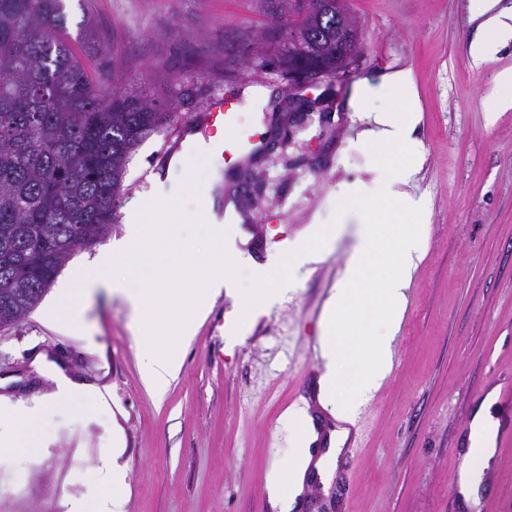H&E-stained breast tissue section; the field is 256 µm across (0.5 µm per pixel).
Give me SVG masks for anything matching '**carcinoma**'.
Segmentation results:
<instances>
[{"label": "carcinoma", "instance_id": "carcinoma-1", "mask_svg": "<svg viewBox=\"0 0 512 512\" xmlns=\"http://www.w3.org/2000/svg\"><path fill=\"white\" fill-rule=\"evenodd\" d=\"M66 2L0 0L1 329L36 308L77 248L109 232L130 156L176 117L171 100L103 90L106 53L87 22L72 37ZM293 24L303 50L336 67V28L301 12Z\"/></svg>", "mask_w": 512, "mask_h": 512}]
</instances>
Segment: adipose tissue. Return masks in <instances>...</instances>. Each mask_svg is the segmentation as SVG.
<instances>
[{"label":"adipose tissue","mask_w":512,"mask_h":512,"mask_svg":"<svg viewBox=\"0 0 512 512\" xmlns=\"http://www.w3.org/2000/svg\"><path fill=\"white\" fill-rule=\"evenodd\" d=\"M477 3L472 14L476 35L468 53L479 65L512 43V6H502L501 0ZM386 90L395 91L397 111H371L370 99ZM348 105L351 111L373 114V126L366 136L377 146V176L372 186H355L345 192V218L367 211L374 213L375 219L358 227L346 268L322 316L320 352L325 372L319 380V399L330 407L340 440L346 438L361 404L391 370V345L406 307L405 290L426 243L425 225H407L394 238L388 235L386 224L387 218H405L425 210L422 200L397 189L419 151L411 137L420 104L410 72L384 74L375 88L359 85ZM199 214L213 245L206 259L199 257L196 247L177 232L178 225L189 217L183 207L154 190L134 198L126 211L131 232L81 263L77 275L61 280L48 307L49 315L60 327L82 331L86 328L82 308L97 289L109 288L126 299L132 307L136 338L151 352L141 368V381L159 398L180 373L185 348L217 297L230 298L237 322L246 323L290 289V281L281 274L284 266L310 261L340 232L338 225H320L286 242L273 262L243 265L235 258L233 239L224 233L226 222L233 217L232 208L217 210L208 194ZM382 252L391 256L392 270L375 280L368 275L367 261ZM138 278L150 280L147 291L132 288V281ZM51 379L53 391L35 408H18L0 396V452L39 447L44 440L40 428L44 409L57 401L77 399L100 409L109 406L108 388L77 380L58 366ZM494 401V396H487L475 414L471 439L479 448L466 455L460 465V492L469 501L477 498L482 475L491 467L495 421L490 408ZM314 431L311 417H299L298 448L285 467L268 477V493L280 502L281 512H292L303 491L308 466H316L325 475L332 470L335 449H327L316 458L304 446ZM123 452V447L116 446L101 459L96 467L99 497L87 504L76 503L74 512H126L121 491L124 470L118 463Z\"/></svg>","instance_id":"ef3b65f1"}]
</instances>
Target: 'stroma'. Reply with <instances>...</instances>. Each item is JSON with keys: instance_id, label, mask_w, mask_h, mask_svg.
<instances>
[{"instance_id": "obj_1", "label": "stroma", "mask_w": 512, "mask_h": 512, "mask_svg": "<svg viewBox=\"0 0 512 512\" xmlns=\"http://www.w3.org/2000/svg\"><path fill=\"white\" fill-rule=\"evenodd\" d=\"M476 0H348L362 25V56L349 76L291 98L277 72L240 64L237 35L264 31L262 0H68L70 26L91 16L112 59L115 91L174 98L178 122L139 145L126 164L110 237L124 236L128 203L152 188L194 210L211 184L233 206L238 249L266 261L312 224H332L340 186L370 181L372 148L359 134L368 113L349 111L354 88L409 70L422 108L413 131L421 158L405 186L426 208L428 237L393 341V366L364 403L330 487L307 480L293 512H455L452 448L482 392L512 379V110L489 117L512 45L473 66L468 43ZM238 73L224 74L225 61ZM177 95H170V81ZM269 91L261 112L245 91ZM234 101L240 129L259 139L248 160L199 152L190 141L162 156L181 119L212 97ZM353 243L345 229L315 264L288 269L294 292L229 341L232 302L220 297L199 324L181 372L163 399L143 386L149 352L134 341L129 306L100 289L85 305L86 338L58 330L43 307L0 329V395L25 405L51 389L37 353L78 379L107 386L112 411L73 400L45 414L46 447L0 453V512H65L99 491L90 466L109 451L110 426L125 436L126 512H279L268 471L291 448L287 413L306 408L318 433L331 422L319 399L323 304Z\"/></svg>"}]
</instances>
